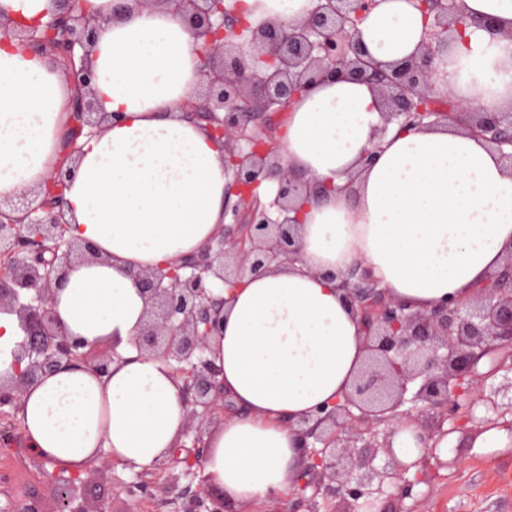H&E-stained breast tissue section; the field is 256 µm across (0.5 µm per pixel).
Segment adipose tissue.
Wrapping results in <instances>:
<instances>
[{
  "label": "adipose tissue",
  "instance_id": "obj_1",
  "mask_svg": "<svg viewBox=\"0 0 512 512\" xmlns=\"http://www.w3.org/2000/svg\"><path fill=\"white\" fill-rule=\"evenodd\" d=\"M251 25L299 21L312 0H227ZM116 0H85L102 17L89 55L111 118L82 139L66 191L70 237L101 261L71 269L55 311L122 362L97 377L81 367L43 376L22 402L32 451L79 471L98 449L137 469L179 442L188 408L170 367L131 345L145 300L131 274L195 253L224 223V146L182 104L202 82L182 18ZM475 18L435 59L434 84L489 112L512 109V0H463ZM370 54L396 62L422 51L410 0H378L359 26ZM74 93L41 55L0 43V201L36 189L58 163ZM375 150L374 161L361 165ZM282 154L293 170L336 185L303 214L299 259L246 280L224 305L212 358L239 412L204 436L205 474L249 512L288 493L305 468L296 423L341 400L365 352L360 326L331 272L361 265L391 294L425 311L470 295L512 250V169L451 125H384L373 90L323 80L294 103Z\"/></svg>",
  "mask_w": 512,
  "mask_h": 512
}]
</instances>
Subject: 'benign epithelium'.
Listing matches in <instances>:
<instances>
[{"label": "benign epithelium", "instance_id": "benign-epithelium-1", "mask_svg": "<svg viewBox=\"0 0 512 512\" xmlns=\"http://www.w3.org/2000/svg\"><path fill=\"white\" fill-rule=\"evenodd\" d=\"M301 22H269L245 40L241 17L224 0H135L169 4L193 37L205 81L185 100V115L204 122L224 140L225 228L175 267L133 273L145 299L144 319L131 345L145 359L166 362L194 394L182 437L151 472L183 464L182 476L198 480L200 494L185 512H224L206 505V429L215 415L234 409L206 356L208 339L222 330L224 292L246 278L298 259L299 204L329 188L300 180L277 152L284 117L292 102L323 78L364 82L378 93L387 125L429 127L447 120L486 141L512 168V112H487L432 82L434 60L448 38L463 34L467 15L461 0H411L422 15L424 51L386 64L373 59L358 25L376 0H313ZM95 19L83 0H54L45 25L18 26L0 10V42L17 40L48 57L74 82L60 163L41 191H24L0 203V311L17 315L24 333L13 353L12 373L0 378V407L19 411L25 389L43 375L81 365L100 377L122 360L109 343L88 344L72 336L54 310L56 287L70 267L96 255L89 243L65 237L63 209L79 139L102 129L109 114L93 96L95 74L88 54L96 38ZM339 280L344 298L359 317L368 352L343 402L327 405L316 418L298 422L305 471L340 482L346 496L334 512L369 510L384 495L403 497L410 466L399 462L390 438L397 426L414 425L424 453L446 435L477 431L489 414H512V379L487 388L501 370L512 373V252L499 270L466 300L414 311L380 286L371 273L353 267L327 273ZM388 457L381 469L378 454ZM52 512H104L76 497L71 478L58 476ZM363 504H358V500Z\"/></svg>", "mask_w": 512, "mask_h": 512}]
</instances>
